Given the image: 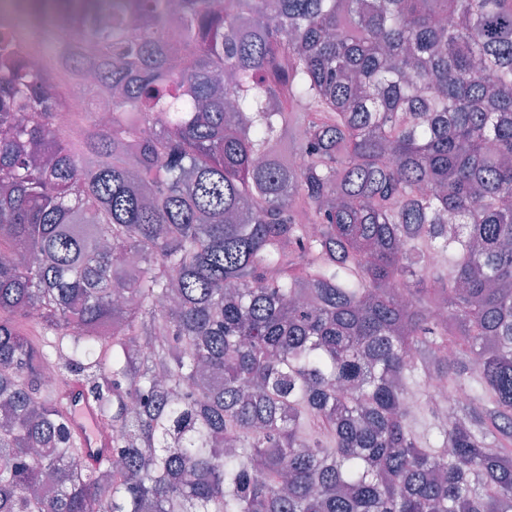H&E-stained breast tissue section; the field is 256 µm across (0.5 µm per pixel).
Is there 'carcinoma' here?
I'll return each mask as SVG.
<instances>
[{"mask_svg": "<svg viewBox=\"0 0 512 512\" xmlns=\"http://www.w3.org/2000/svg\"><path fill=\"white\" fill-rule=\"evenodd\" d=\"M182 10L0 33V512H512V0ZM64 35V30L53 18H47L35 31L33 40L38 43H51ZM81 40L78 30H68L64 35V45L75 44ZM91 85V81L88 80L84 74H78L76 81L69 85L70 92L67 109L64 111H59L57 114L59 122L67 123L71 112H78V110H83L86 107L87 101L84 95V91ZM58 390L73 407L72 424L80 436L83 458L94 461L105 456L112 448V439L97 428L99 414L96 407L75 384H65Z\"/></svg>", "mask_w": 512, "mask_h": 512, "instance_id": "obj_1", "label": "carcinoma"}]
</instances>
